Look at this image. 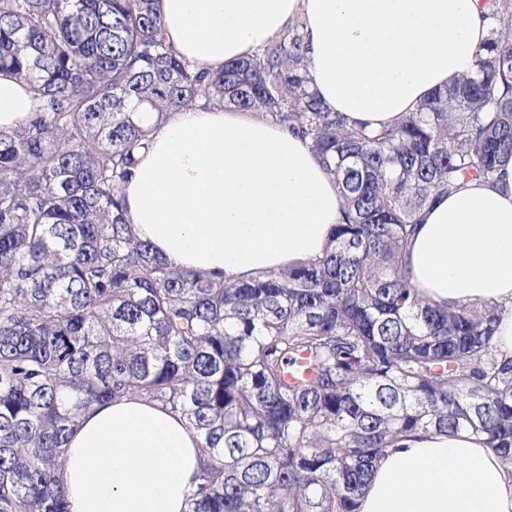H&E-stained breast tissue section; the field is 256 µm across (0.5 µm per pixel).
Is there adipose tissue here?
<instances>
[{
	"label": "adipose tissue",
	"instance_id": "obj_1",
	"mask_svg": "<svg viewBox=\"0 0 512 512\" xmlns=\"http://www.w3.org/2000/svg\"><path fill=\"white\" fill-rule=\"evenodd\" d=\"M178 57L217 71L293 24L306 34L312 90L348 121L379 127L474 75L493 36L481 0H160ZM36 101L0 75V129ZM125 187L126 218L176 267L242 281L315 261L344 206L310 140L233 108L195 106L157 123ZM411 281L429 303L500 306L499 360L512 359V158L422 215ZM200 437L132 395L83 411L59 473L70 512H185ZM358 512H512V471L484 439L419 433L373 468Z\"/></svg>",
	"mask_w": 512,
	"mask_h": 512
}]
</instances>
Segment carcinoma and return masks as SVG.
<instances>
[{
	"label": "carcinoma",
	"instance_id": "carcinoma-1",
	"mask_svg": "<svg viewBox=\"0 0 512 512\" xmlns=\"http://www.w3.org/2000/svg\"><path fill=\"white\" fill-rule=\"evenodd\" d=\"M484 4L476 75L375 130L310 91L299 25L210 73L162 39L159 0H0V74L38 101L0 130V512H69L77 418L130 394L200 433L188 512H355L419 431L483 435L512 465L496 308L425 303L408 266L421 211L512 157V0ZM200 100L311 140L346 201L322 258L226 283L137 236V113Z\"/></svg>",
	"mask_w": 512,
	"mask_h": 512
}]
</instances>
